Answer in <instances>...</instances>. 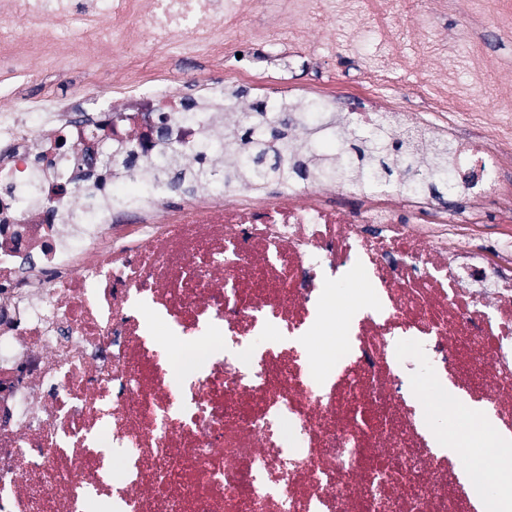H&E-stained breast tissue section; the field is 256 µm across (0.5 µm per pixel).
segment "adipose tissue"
<instances>
[{
  "instance_id": "1",
  "label": "adipose tissue",
  "mask_w": 512,
  "mask_h": 512,
  "mask_svg": "<svg viewBox=\"0 0 512 512\" xmlns=\"http://www.w3.org/2000/svg\"><path fill=\"white\" fill-rule=\"evenodd\" d=\"M461 401V395L452 391L433 409L418 411L421 429L434 448L448 455L453 454L457 441L443 430L441 421L453 414ZM491 419L486 407L470 404L465 438L472 456L461 482L477 512H512V436L504 434L496 440H487L486 429ZM487 466L493 469L492 482L475 480L474 472Z\"/></svg>"
}]
</instances>
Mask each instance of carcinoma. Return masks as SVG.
<instances>
[{"mask_svg":"<svg viewBox=\"0 0 512 512\" xmlns=\"http://www.w3.org/2000/svg\"><path fill=\"white\" fill-rule=\"evenodd\" d=\"M259 117L239 128L224 129L226 167L224 181L243 186L271 180H292L304 184L352 180L370 189L395 180L397 171L408 174L409 189L442 196L448 190V144L441 142L431 151L426 168H416L404 150L403 141L382 120L367 129L352 133L346 125L336 132L344 141L345 156L317 152L314 158L296 153L283 159L270 153L267 136L258 132V124L268 120L267 104L257 105ZM167 174L178 184L192 188L212 180L210 169L200 167L188 173L175 158L165 163Z\"/></svg>","mask_w":512,"mask_h":512,"instance_id":"1","label":"carcinoma"}]
</instances>
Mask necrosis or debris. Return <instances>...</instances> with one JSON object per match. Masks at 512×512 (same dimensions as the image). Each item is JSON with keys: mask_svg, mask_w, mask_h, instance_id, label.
Wrapping results in <instances>:
<instances>
[{"mask_svg": "<svg viewBox=\"0 0 512 512\" xmlns=\"http://www.w3.org/2000/svg\"><path fill=\"white\" fill-rule=\"evenodd\" d=\"M415 2L275 0L278 43L252 21L262 0H0V64L18 81L0 113V512H477L467 446L436 451L414 403L448 385L512 434V134L498 113L456 111L444 68L434 123L371 76L347 107L317 92L337 123L350 109L417 131L419 156L452 138L454 163L479 171L455 190L456 224L399 184L224 180V126L253 113L232 95L255 76L252 44L307 50L320 18L355 14L348 33L368 42ZM452 4L464 25L512 30V0ZM173 47L207 67L169 64ZM104 61L112 94L82 112L19 84ZM175 152L213 181L177 190L160 171ZM481 224L506 227L497 258L464 242ZM330 283L377 304L337 325Z\"/></svg>", "mask_w": 512, "mask_h": 512, "instance_id": "necrosis-or-debris-1", "label": "necrosis or debris"}]
</instances>
